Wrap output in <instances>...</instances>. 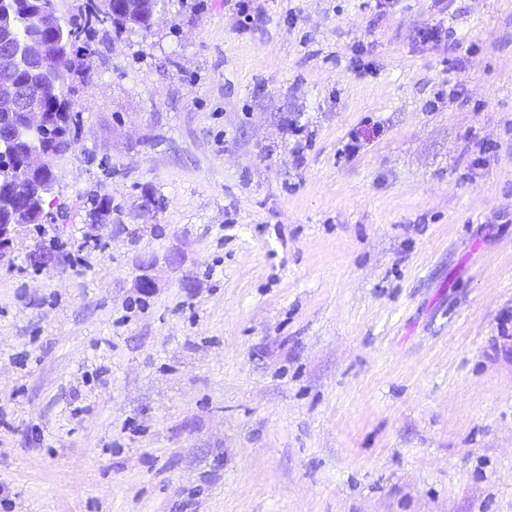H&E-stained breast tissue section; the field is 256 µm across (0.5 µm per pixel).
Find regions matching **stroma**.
<instances>
[{
	"mask_svg": "<svg viewBox=\"0 0 512 512\" xmlns=\"http://www.w3.org/2000/svg\"><path fill=\"white\" fill-rule=\"evenodd\" d=\"M253 5L95 37L0 250V512H512V0ZM417 39L422 44L434 43L438 45L439 43H447L448 41L454 42V46L456 49H459L460 43L455 37V32L449 30L448 28H443L441 25H429L422 27L419 29L417 33Z\"/></svg>",
	"mask_w": 512,
	"mask_h": 512,
	"instance_id": "1",
	"label": "stroma"
}]
</instances>
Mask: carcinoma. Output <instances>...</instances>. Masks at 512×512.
I'll return each mask as SVG.
<instances>
[{
    "instance_id": "carcinoma-1",
    "label": "carcinoma",
    "mask_w": 512,
    "mask_h": 512,
    "mask_svg": "<svg viewBox=\"0 0 512 512\" xmlns=\"http://www.w3.org/2000/svg\"><path fill=\"white\" fill-rule=\"evenodd\" d=\"M158 0H83L76 13L67 18L58 15L55 0H0V15L8 23L0 27V40L14 44L40 40L57 53L56 68L36 70L34 62L24 58L8 69L0 68V81L17 85L31 82L44 86L45 111L57 114L49 130L20 129L9 116H0V217L21 224L41 223L44 196L53 191V168L27 176L32 195L24 208L15 206L6 187L15 177L24 151L42 148L62 156L75 142L77 118L73 112L74 88L69 78L86 71L95 53L93 35L109 26L119 33L127 26L148 30Z\"/></svg>"
}]
</instances>
